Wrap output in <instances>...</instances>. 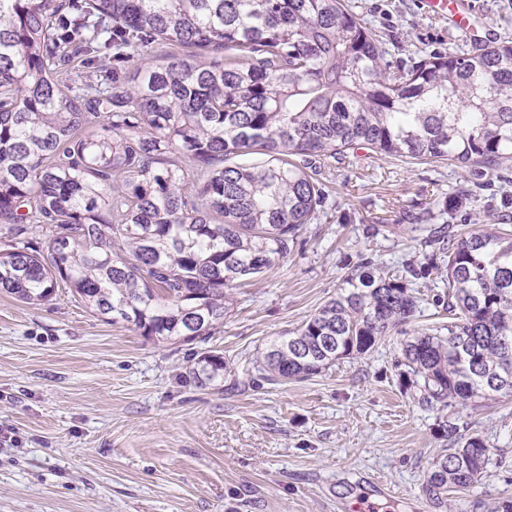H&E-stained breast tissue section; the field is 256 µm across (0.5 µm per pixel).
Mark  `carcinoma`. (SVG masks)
I'll return each mask as SVG.
<instances>
[{
	"instance_id": "carcinoma-1",
	"label": "carcinoma",
	"mask_w": 512,
	"mask_h": 512,
	"mask_svg": "<svg viewBox=\"0 0 512 512\" xmlns=\"http://www.w3.org/2000/svg\"><path fill=\"white\" fill-rule=\"evenodd\" d=\"M157 42L192 61L156 59ZM74 62L100 74L78 94ZM356 146L465 167L512 160V41L395 67L344 0H0V291L26 304L63 284L149 339L205 341L229 290L286 258L325 204L317 159ZM252 150L266 162L226 165ZM424 244L444 259L453 321L400 341L404 386L432 409L511 394L512 232L442 224ZM426 271L363 263L245 376L300 381L367 354L417 311L406 281ZM224 370L208 351L189 379L213 385ZM441 428L457 447L423 487L436 509L491 461L480 435Z\"/></svg>"
}]
</instances>
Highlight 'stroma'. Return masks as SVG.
I'll return each instance as SVG.
<instances>
[{
  "label": "stroma",
  "instance_id": "obj_1",
  "mask_svg": "<svg viewBox=\"0 0 512 512\" xmlns=\"http://www.w3.org/2000/svg\"><path fill=\"white\" fill-rule=\"evenodd\" d=\"M346 2L404 61L471 47L421 0ZM462 5L482 46L512 38V0ZM321 170L327 203L285 259L233 289L209 342L147 339L65 288L37 306L0 293V512H354L376 480L389 490L378 512H435L422 489L448 446L446 415L492 457L449 492L450 512L512 506V397L442 412L403 386L399 340L448 325L443 267L412 282L416 313L366 355L304 381L243 383L246 362L347 291L361 263L391 275L423 263L414 225L512 228V161L465 168L362 147ZM208 350L224 357L223 386L184 379Z\"/></svg>",
  "mask_w": 512,
  "mask_h": 512
}]
</instances>
